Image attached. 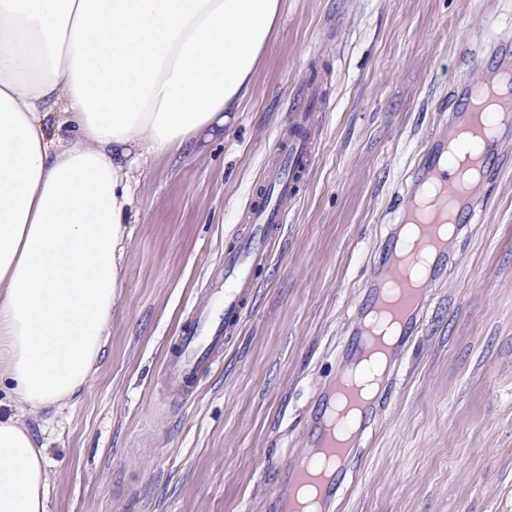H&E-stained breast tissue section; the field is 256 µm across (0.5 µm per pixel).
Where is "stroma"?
<instances>
[{"instance_id":"stroma-1","label":"stroma","mask_w":512,"mask_h":512,"mask_svg":"<svg viewBox=\"0 0 512 512\" xmlns=\"http://www.w3.org/2000/svg\"><path fill=\"white\" fill-rule=\"evenodd\" d=\"M512 0H283L250 97L190 161H152L97 369L45 443L50 512H267L276 460L301 451L335 377L415 156L457 77ZM321 141L255 302L216 368L163 388L170 343L223 270L224 248L288 129ZM397 370L361 471L335 512H512V169L486 189Z\"/></svg>"}]
</instances>
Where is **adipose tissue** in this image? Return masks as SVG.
I'll return each mask as SVG.
<instances>
[{
	"instance_id": "ef3b65f1",
	"label": "adipose tissue",
	"mask_w": 512,
	"mask_h": 512,
	"mask_svg": "<svg viewBox=\"0 0 512 512\" xmlns=\"http://www.w3.org/2000/svg\"><path fill=\"white\" fill-rule=\"evenodd\" d=\"M282 0H0V512H48L19 409L100 360L136 174L191 159L251 92Z\"/></svg>"
}]
</instances>
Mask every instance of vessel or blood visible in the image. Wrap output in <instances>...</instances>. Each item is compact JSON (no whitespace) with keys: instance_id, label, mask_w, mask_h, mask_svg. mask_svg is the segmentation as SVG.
Instances as JSON below:
<instances>
[{"instance_id":"obj_1","label":"vessel or blood","mask_w":512,"mask_h":512,"mask_svg":"<svg viewBox=\"0 0 512 512\" xmlns=\"http://www.w3.org/2000/svg\"><path fill=\"white\" fill-rule=\"evenodd\" d=\"M485 80L500 74H512V36L498 35L496 44L482 59ZM473 82L461 80L453 90L455 105L442 115L439 125L427 140L425 147L409 173L406 198H413L426 182L441 184L447 195L457 200L454 225L456 231L471 229L480 222L483 213V182L491 178L494 170L489 163L504 159L505 147L512 141V122L501 121L498 113H490L487 124L490 133L475 139L472 150L484 161V179L479 183H466L458 179L454 164L448 157V133L465 119L473 105ZM292 133L285 143L274 171L265 181L247 208V223L241 233L224 250V285L214 289L213 301L198 308L189 324L176 339L175 352L168 361L164 383L174 393L182 394L192 389L204 371H207L224 354L226 343L239 331L250 304L256 294L255 271L268 263L271 243L279 233L283 221L281 204L296 196L300 182L309 170L315 150L316 130L307 112L290 116ZM398 250L397 237H390L380 265L364 290V301L359 317L351 327L350 357H357L364 345L363 328L366 320L378 305L389 273L395 270L394 257ZM449 250L434 253L424 278L427 286L422 290H405L397 311L401 320V335H408L413 325L420 321L430 300V286L441 284L447 273ZM335 390L320 395L319 414L307 430V448L286 456L279 470V478L272 494L275 512H284L292 489L308 476L309 452L326 444V417L335 402ZM380 417L375 404H367L356 424V435L351 448H336V469L322 490L321 510L331 512L337 496L348 490L359 470L364 448L372 439Z\"/></svg>"}]
</instances>
